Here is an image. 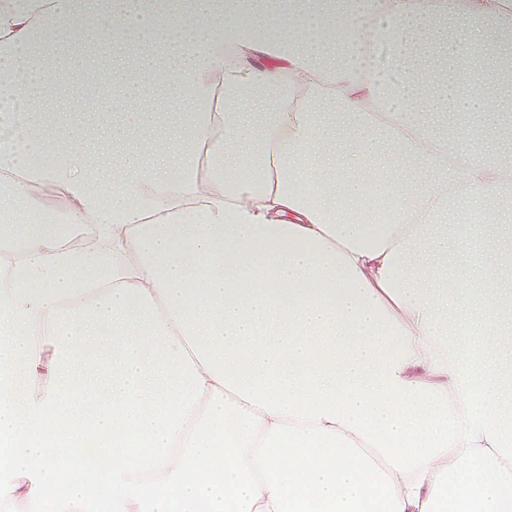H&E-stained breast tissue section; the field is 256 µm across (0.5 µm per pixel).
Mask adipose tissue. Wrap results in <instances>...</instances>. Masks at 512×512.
<instances>
[{"label": "adipose tissue", "mask_w": 512, "mask_h": 512, "mask_svg": "<svg viewBox=\"0 0 512 512\" xmlns=\"http://www.w3.org/2000/svg\"><path fill=\"white\" fill-rule=\"evenodd\" d=\"M510 31L512 0H0V512H512V94L485 156L456 92ZM166 49L123 95L180 100L150 161L38 110Z\"/></svg>", "instance_id": "obj_1"}]
</instances>
